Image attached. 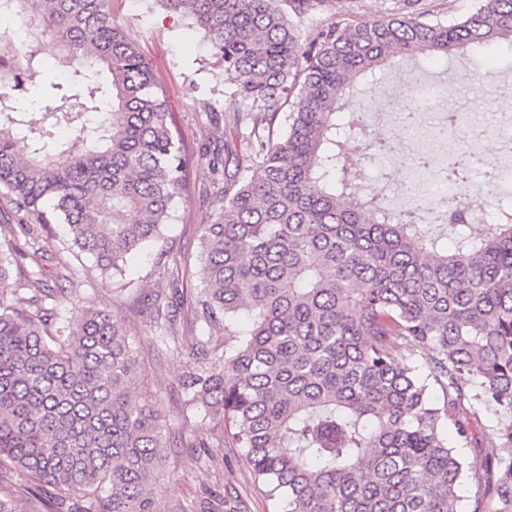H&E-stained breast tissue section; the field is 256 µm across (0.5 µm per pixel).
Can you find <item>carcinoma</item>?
I'll use <instances>...</instances> for the list:
<instances>
[{
  "instance_id": "cac0c4a2",
  "label": "carcinoma",
  "mask_w": 512,
  "mask_h": 512,
  "mask_svg": "<svg viewBox=\"0 0 512 512\" xmlns=\"http://www.w3.org/2000/svg\"><path fill=\"white\" fill-rule=\"evenodd\" d=\"M156 3L192 20L230 83L224 187L199 225L204 279L184 290L177 263L155 269L189 303L152 314L165 349L194 340L182 415L208 412L277 512H465L457 488L471 475L490 512H512V419L494 441L479 433L483 411L512 415V208L473 233L485 201L448 206L456 245L442 254L413 212L363 192L355 161L388 147L360 82L398 58L511 45L512 0L462 17L402 0L384 18L337 17L333 0ZM0 14L29 19L22 40L0 25V189L28 216L11 237L64 224L62 250L122 279L187 188L165 91L112 25V0H0ZM50 58L70 93L31 112ZM10 264L0 249V474L30 479L44 512H157L166 419L133 394L124 324L79 305L66 260L68 288L44 294L52 311L29 312L39 299L22 290L36 281L2 286Z\"/></svg>"
}]
</instances>
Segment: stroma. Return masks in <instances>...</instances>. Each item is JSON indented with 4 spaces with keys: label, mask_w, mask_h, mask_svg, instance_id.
Segmentation results:
<instances>
[{
    "label": "stroma",
    "mask_w": 512,
    "mask_h": 512,
    "mask_svg": "<svg viewBox=\"0 0 512 512\" xmlns=\"http://www.w3.org/2000/svg\"><path fill=\"white\" fill-rule=\"evenodd\" d=\"M112 23L139 44L165 90L168 108L175 115L190 155L189 198L174 201V220L166 227L163 241L129 257L126 263L125 277L133 281L139 300H165L169 297L168 285L153 275L159 254L164 251L173 258L196 252L198 227L209 215L208 199L222 184L224 144L213 138L212 127L214 116L224 113V70L202 34L191 28L187 19L164 11L154 0H114ZM411 74L446 87L447 107L470 105L472 121L478 124L485 109L502 112L507 98L495 94L490 103H482L476 78L485 76L492 85L512 81V49L492 51L477 63L466 58L448 62L424 60L403 69H384L367 91L366 112L367 121L382 135L396 134V126L388 116L394 102L407 99L406 81ZM429 151L422 185L434 194L435 208L420 213L419 220L434 233L445 236L448 227L437 222L436 213L446 208L453 191L442 176L448 160L439 145H430ZM364 171V190L391 207L407 208L405 188L413 180L410 167L372 159L365 162ZM80 303L116 313L129 337L141 344L143 389L161 407L172 439L160 480L159 512H175L179 505L196 507L209 498L224 496L240 500L244 512H271L254 481L244 449L218 447L221 430L204 412L181 419L182 381L193 362L188 350H158L149 314L141 303L130 305L124 294L115 290L111 279L93 278L90 285L83 287ZM183 434L191 436L192 447H180L177 439Z\"/></svg>",
    "instance_id": "obj_1"
}]
</instances>
